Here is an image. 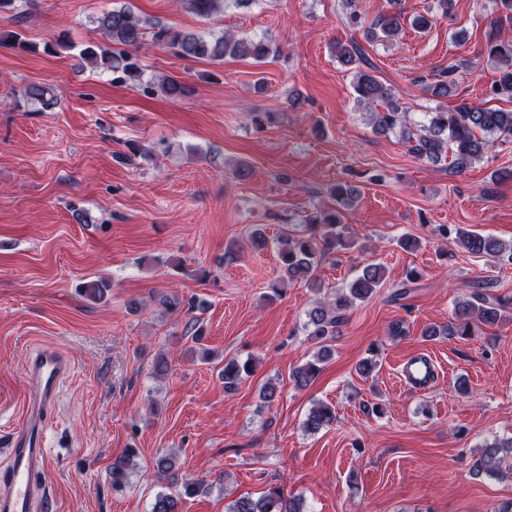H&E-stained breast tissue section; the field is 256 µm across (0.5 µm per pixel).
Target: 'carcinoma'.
<instances>
[{
  "mask_svg": "<svg viewBox=\"0 0 512 512\" xmlns=\"http://www.w3.org/2000/svg\"><path fill=\"white\" fill-rule=\"evenodd\" d=\"M229 1L242 8L254 2L183 0L188 11L206 20L224 12V4ZM392 4L393 14L380 16L368 26L365 25V19L353 10L348 16L349 24L366 28L367 35L373 39L392 43L398 40L401 32L400 0H392ZM96 24L102 40L82 45L78 53L81 65L92 71L110 74L112 82L116 84L137 87L147 97L160 93L169 98H178L186 92L185 84L173 75H157L148 80L142 78V68L135 52L148 41L155 46L168 48L175 56L191 62L222 64L225 58L231 57L249 58L262 63L270 57L281 55L280 47L266 38H238L229 32H185L143 18L133 11L128 0H122L96 17ZM332 53L342 67L352 72L356 102L371 109L373 129L382 133L400 129L409 151L420 159L426 158L434 163L448 159L452 169L463 172L489 150V137L496 135L505 142L512 138V110L477 105L464 99L449 111L427 113V123L412 127L407 124V112L392 90L364 68L368 61L356 42H337L332 45ZM487 57L498 74L491 87V96L512 99V37L501 36V28L497 26L488 33ZM468 66V61L460 60L433 74L432 81L425 86L426 91L434 97L449 96L456 89L455 73ZM21 96L39 106L41 112L56 104L55 94L49 86L30 84L24 87ZM376 105L379 106L377 110L374 109ZM332 196L336 207L319 209L306 215L301 223L289 225L279 237V264L288 281L302 280L318 288L316 270L323 257L348 245L346 225L342 224V211L354 206L359 197V189L353 184H338L333 188ZM453 231L463 248L473 256L491 261L507 251L512 253L511 246L504 245L492 235H484L463 226H456ZM382 279L381 265L371 263L350 281L346 290L336 293L332 301H314V305L307 311L305 329L318 340L320 348L314 359L293 371L292 378L296 385L306 386L315 378L320 371L319 364L332 354L329 341L335 338L338 327L346 320L347 310L357 302L371 299L381 287ZM109 288L110 284L105 280L91 279L79 285V293L87 301L97 304L105 300ZM456 315L461 322L443 331L450 336L456 333L472 336L479 325L493 326L501 318L496 304L477 295L459 303ZM443 332L432 327L426 331V335L438 336ZM253 372L254 366L250 360H226L221 373L224 390H235ZM335 420V408L317 402L309 410L305 427L316 432ZM501 452L512 453V437L496 439L485 446L484 460L475 465V474L498 470L501 463L498 454ZM134 455L135 449L129 448L122 457L112 462L114 491L123 490L131 457ZM195 486L194 482H185L180 489L172 486L169 492L157 494L151 512H179L183 496L191 493ZM301 509V502L285 498L280 488L272 486L255 500L248 497L238 499L231 505L229 512H301Z\"/></svg>",
  "mask_w": 512,
  "mask_h": 512,
  "instance_id": "cac0c4a2",
  "label": "carcinoma"
}]
</instances>
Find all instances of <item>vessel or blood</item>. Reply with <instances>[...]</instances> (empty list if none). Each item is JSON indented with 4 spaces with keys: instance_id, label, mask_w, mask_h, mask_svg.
I'll return each instance as SVG.
<instances>
[{
    "instance_id": "1",
    "label": "vessel or blood",
    "mask_w": 512,
    "mask_h": 512,
    "mask_svg": "<svg viewBox=\"0 0 512 512\" xmlns=\"http://www.w3.org/2000/svg\"><path fill=\"white\" fill-rule=\"evenodd\" d=\"M72 364L60 349L47 346L28 358L24 373L27 397L21 423L8 436L0 451V512H33L51 503L46 454V427L53 414L62 381ZM430 358L407 360L399 378L401 384L424 390L435 379Z\"/></svg>"
}]
</instances>
